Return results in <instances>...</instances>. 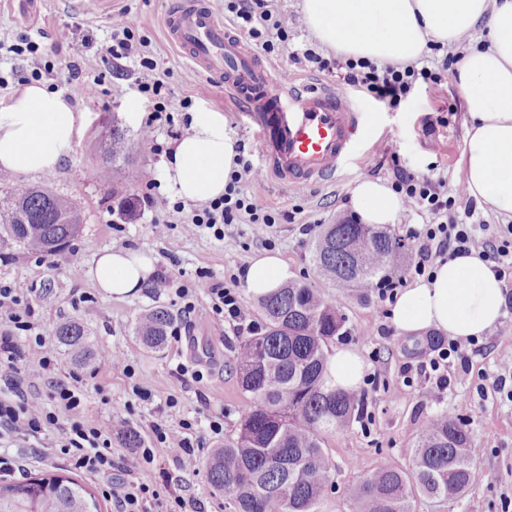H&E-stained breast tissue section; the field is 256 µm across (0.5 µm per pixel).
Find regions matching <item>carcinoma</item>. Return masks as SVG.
<instances>
[{"label":"carcinoma","instance_id":"cac0c4a2","mask_svg":"<svg viewBox=\"0 0 512 512\" xmlns=\"http://www.w3.org/2000/svg\"><path fill=\"white\" fill-rule=\"evenodd\" d=\"M144 134L112 128V158L134 157ZM81 214L46 186L0 189V238L56 254L79 231ZM319 275L333 287L366 296L392 277L405 246L389 226L344 220L326 224L313 243ZM263 327L235 350L240 390L252 400L236 436L206 461L210 486L234 512H318L332 487L325 437L349 428L363 400L327 378V346L343 335L346 318L310 284L290 282L259 301ZM172 315L157 309L136 326L143 344L164 348ZM81 362L97 356L84 327L62 324L53 345ZM410 467L379 465L351 489L354 512H413L418 496L436 502L463 496L475 478L479 448L466 424L442 415L426 423L407 448ZM95 491L64 472L0 484V512H100Z\"/></svg>","mask_w":512,"mask_h":512}]
</instances>
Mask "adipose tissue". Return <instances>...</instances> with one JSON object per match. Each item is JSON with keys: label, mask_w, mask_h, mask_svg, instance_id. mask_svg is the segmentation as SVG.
Masks as SVG:
<instances>
[{"label": "adipose tissue", "mask_w": 512, "mask_h": 512, "mask_svg": "<svg viewBox=\"0 0 512 512\" xmlns=\"http://www.w3.org/2000/svg\"><path fill=\"white\" fill-rule=\"evenodd\" d=\"M302 15L315 37L336 53L383 64L410 63L428 38L454 44L487 27L491 44L468 47L453 77L463 94L465 191L512 213V0H304ZM75 115L63 93L36 83L17 90L0 110V168L38 173L54 170L73 149ZM237 154L221 113L191 114L190 128L175 140L160 176L183 200L205 202L224 193ZM355 212L367 224L395 223L404 202L385 183L363 179L351 190ZM153 271L144 253L120 250L95 255L89 268L112 295L140 289ZM290 276L277 255L253 259L248 293L261 296ZM503 283L478 253L438 266L434 278L404 289L391 321L403 333L435 328L450 337L482 336L503 315Z\"/></svg>", "instance_id": "obj_1"}]
</instances>
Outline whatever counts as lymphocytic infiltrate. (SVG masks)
<instances>
[{"label":"lymphocytic infiltrate","mask_w":512,"mask_h":512,"mask_svg":"<svg viewBox=\"0 0 512 512\" xmlns=\"http://www.w3.org/2000/svg\"><path fill=\"white\" fill-rule=\"evenodd\" d=\"M228 9L237 28L268 53L273 51L275 42L287 40L289 30L304 25L301 16H281L273 9L270 0H231ZM134 30V21L125 20L121 25V38L116 46L107 47L106 52L113 59H129L139 65L138 90L152 102L142 130L151 138L160 127L173 125L174 116L163 94L166 83L156 71V63L146 49L145 40L136 38ZM289 59L302 69L335 73L337 88H362L391 109L410 93L417 80L435 82L439 79L429 67L414 63L394 66L351 58L331 60L309 48L291 51ZM393 176L392 188L402 196L406 207L426 210L432 220L418 235L420 245L404 277L378 284L379 303L373 310L374 317L384 316V302L393 301L398 288L404 287L408 280L433 279L436 264L457 255L470 254L475 249L492 262L495 274L508 284L506 305L512 309V225L499 224L492 228L485 222L475 221L476 208L472 205L466 209L464 220L449 218L452 198L445 180L430 174L416 175L398 163L393 166ZM262 177L260 168L243 162L230 172L222 196L191 211L182 203H174L173 210L183 235L196 236L208 231L220 241L228 224L275 223V216L264 211L248 194L249 186ZM32 294L33 289L27 283H0V321L6 324L5 330L0 332V364H7L16 374L13 396L0 398V441L20 436L29 444L31 455L44 459L55 453L64 456L76 468L111 477L115 466L112 427L107 423L87 424L77 419L83 392L80 386L55 381V354L45 339L33 332ZM199 310L224 320L239 336L257 328L235 289L220 283L211 284L202 294L192 297L181 313L187 319ZM20 331L30 335L28 355L24 358L20 357L15 342ZM493 342L490 336L439 341L423 360L418 361L415 370L425 380L434 381L440 389L453 382H467L469 351L488 347ZM452 358L459 360V368L449 369L448 361ZM24 385L43 386L48 393L45 398L31 400L20 391ZM50 434L55 435L56 440L54 447L47 449L42 441Z\"/></svg>","instance_id":"f902f5d3"}]
</instances>
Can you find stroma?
I'll return each mask as SVG.
<instances>
[{
    "label": "stroma",
    "instance_id": "obj_1",
    "mask_svg": "<svg viewBox=\"0 0 512 512\" xmlns=\"http://www.w3.org/2000/svg\"><path fill=\"white\" fill-rule=\"evenodd\" d=\"M176 0H0V108L26 74V60L11 53L14 45L36 44L44 69L40 81L65 94L74 109L77 133L74 150L52 172L18 173L0 169V186L46 185L71 199L82 211L79 233L55 256L24 250L14 242H0V282L24 281L36 289L34 299L38 330L54 341L58 327L70 320L80 322L98 348L130 361L133 372L112 371L104 362L75 366L58 355L56 378L69 382L71 372L83 378L85 398L81 416L89 422H112L135 429L146 445L155 447L152 464L141 463L136 449L112 441L116 467L111 482L73 468L68 460L33 458L25 470L36 474L58 468L69 470L99 494L103 512H114L116 492L128 483L155 485L161 492L154 512H167L174 498H195L204 512H231L223 494L211 488L205 460L216 441L210 421H222L225 436H234L251 401L237 383L234 348L238 336L212 314L193 315L185 335L168 336L164 351L147 350L135 333L140 316L155 309L179 315L184 305L178 289L198 293L207 280L235 288L244 308L260 319L259 299L249 294L240 270L263 253L278 254L295 280L319 288L333 299L347 319L349 335L336 337L332 348L356 350L364 363L361 388L368 416L346 431L329 435L326 448L334 465V488L321 502L320 512H353L352 486L367 470L378 465L408 467L405 449L430 419L451 413L462 419L482 453L475 465V480L461 498L440 503L418 498L414 512H512V399L491 389L504 365L512 363V313L504 314L493 346L470 353V381L450 384L446 390L423 397L420 382H409L407 366L417 364L438 339L437 330L402 334L390 319L375 320L373 302L360 301L320 280L312 253V237L300 234L304 223L335 224L353 216L351 190L363 178L392 183L394 163L415 173H433L455 185L464 150V100L452 78L438 83L416 82L396 108H388L360 88H348L362 115L364 136L356 161L333 184L318 183L287 189L269 180L251 187L257 203L275 214L291 213L293 222L272 226L228 224L224 233L233 242L224 247L211 233L182 236L172 229L168 238L151 233L155 220H171L176 195L158 185L159 166L182 131L184 115L178 103L192 96L193 108L204 107L223 114L226 133L245 144L244 157L262 166L258 128L243 114V107L223 88L212 86L206 97L196 95V77L189 64L165 41L161 20ZM133 19L136 34L165 73L167 89L176 108L173 132L159 131L156 145L143 146L129 161L117 160L110 180H101L98 168L109 154L110 133L120 129L138 134L142 122L126 109L129 98L138 96L139 73L130 60H115L102 51L111 44L120 23ZM71 27L70 41L57 42L62 27ZM448 109L447 124H437L438 110ZM441 151H434V144ZM132 198L136 217L121 215L118 203ZM129 249L153 257L155 271L147 287L125 296L107 294L89 274L95 254L106 249ZM210 279H201V272ZM189 366L181 374L180 366ZM200 378H192V371ZM148 389V400L137 398L135 387ZM193 425L190 437L200 442L193 469L181 468L158 449L155 426L180 421Z\"/></svg>",
    "mask_w": 512,
    "mask_h": 512
}]
</instances>
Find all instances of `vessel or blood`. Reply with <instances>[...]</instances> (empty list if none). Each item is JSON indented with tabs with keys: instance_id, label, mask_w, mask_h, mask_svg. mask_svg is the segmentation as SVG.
<instances>
[{
	"instance_id": "1",
	"label": "vessel or blood",
	"mask_w": 512,
	"mask_h": 512,
	"mask_svg": "<svg viewBox=\"0 0 512 512\" xmlns=\"http://www.w3.org/2000/svg\"><path fill=\"white\" fill-rule=\"evenodd\" d=\"M168 42L205 81L223 86L260 129L265 171L278 184L303 188L335 180L355 160L360 114L334 85L284 81L211 0H181L164 17Z\"/></svg>"
}]
</instances>
